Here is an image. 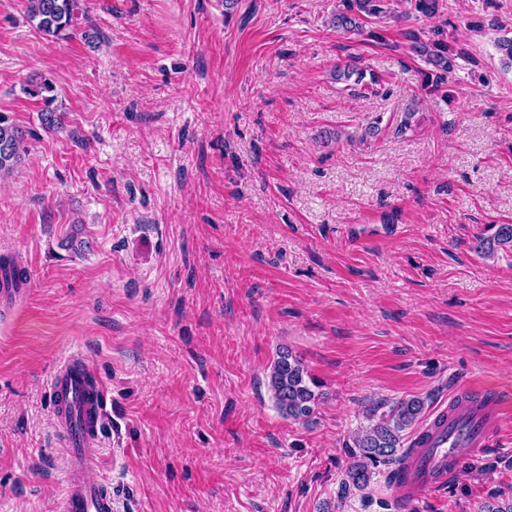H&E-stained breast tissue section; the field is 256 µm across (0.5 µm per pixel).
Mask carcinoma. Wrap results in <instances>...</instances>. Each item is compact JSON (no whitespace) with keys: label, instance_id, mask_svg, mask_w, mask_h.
<instances>
[{"label":"carcinoma","instance_id":"1","mask_svg":"<svg viewBox=\"0 0 512 512\" xmlns=\"http://www.w3.org/2000/svg\"><path fill=\"white\" fill-rule=\"evenodd\" d=\"M384 13V0H343V8L336 11L331 23L339 30L358 32L362 29L363 17H379ZM84 14L85 0H27L29 21L36 23V29L48 39H61L74 33L79 17ZM417 50L437 69L445 72L453 69V59L442 40H432L429 47L421 43ZM23 92L43 102L41 119L45 125L54 127L61 124V114L50 108L55 100L51 82L43 80L27 85ZM26 152L22 129L11 115L0 112V176L12 171ZM496 243H512V224L498 225L493 238L479 239L477 249L489 256L494 252ZM315 386L314 379L291 349L284 347L278 351L270 367L268 387L283 416L293 420L309 419L320 399ZM423 409L424 402L412 398L395 402L379 415L371 412L369 424L346 444L351 462L340 484V498H346L353 490L367 488L374 470L380 466L386 470L387 482L396 483L399 465L405 458L404 432L419 423Z\"/></svg>","mask_w":512,"mask_h":512}]
</instances>
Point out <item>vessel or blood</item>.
Returning a JSON list of instances; mask_svg holds the SVG:
<instances>
[{
    "label": "vessel or blood",
    "mask_w": 512,
    "mask_h": 512,
    "mask_svg": "<svg viewBox=\"0 0 512 512\" xmlns=\"http://www.w3.org/2000/svg\"><path fill=\"white\" fill-rule=\"evenodd\" d=\"M103 395L83 357L66 359L52 376L55 422L67 448L60 512H115L106 482L90 476L97 451L89 447L88 440L102 426ZM460 396L473 399V406H446L415 436L403 478L396 487L402 500H414L443 487L459 465L460 447L490 446L505 405L472 384L465 386Z\"/></svg>",
    "instance_id": "b4317fda"
}]
</instances>
